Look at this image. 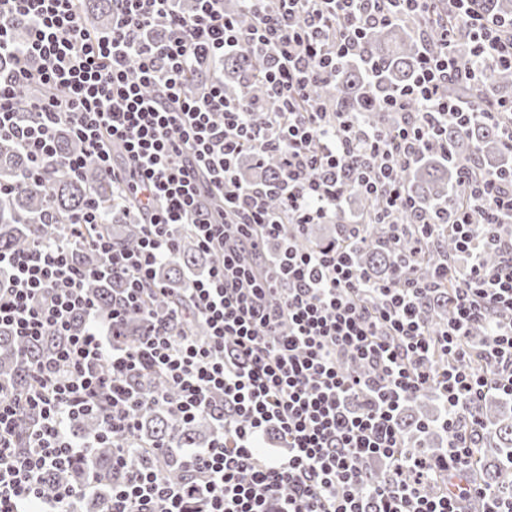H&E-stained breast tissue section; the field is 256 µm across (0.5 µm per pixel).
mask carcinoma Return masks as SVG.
<instances>
[{
    "mask_svg": "<svg viewBox=\"0 0 512 512\" xmlns=\"http://www.w3.org/2000/svg\"><path fill=\"white\" fill-rule=\"evenodd\" d=\"M80 13L89 30L100 32L112 27V0H80ZM473 8L491 16H512V0H476ZM368 55L378 61L379 76L369 79L365 70L355 61H347L336 70V79L313 89L312 95L323 100L336 112H350L355 123L362 128L385 126L389 118L382 112V99L394 90L411 83L416 75L420 43L411 28L403 22L370 31L365 38ZM262 60L251 47L244 45L234 54L224 58V96L239 101L262 100L266 89L261 79ZM482 83H459L448 86V96L456 99L469 112L479 111V106L507 98L512 93V72L488 63L483 64ZM58 157L47 165L45 177L39 184H25L18 190L0 196V252L19 251L35 242H50L65 236L61 224H40L38 217L45 211L58 216H68L79 211L87 199H94L104 212L105 221L97 232L107 235L121 249L137 247L140 235L138 211L130 203H119L117 188L112 180L104 177L97 168L87 167L81 176H74L61 158L81 151V143L72 136L66 125L55 131ZM448 142V156L436 153L426 155L421 161L402 173L409 194L416 206L427 213H436L445 206L453 207L464 199V185L459 168L473 160L480 169L490 173H507L512 170V160L501 141V127L491 122L473 120L466 125L448 122L443 134ZM280 161L274 155L257 158L249 153L242 157L244 178L249 181L268 179L278 172ZM27 170V160L16 144L0 141V182L20 183ZM357 213H372L379 203L369 200L352 186L345 191ZM364 241L355 252L357 264L368 269L371 278L380 281L395 273L399 257L388 244L387 228L383 224H369L364 228ZM75 262L86 268L97 264L96 255L83 246L71 248ZM214 257H204L197 250L192 232L183 228L178 234L176 256L162 263L159 276L168 287L170 295H157L150 299L151 307L167 312L171 300L180 298L185 287V274L192 270L204 271ZM122 279L93 276L87 281L89 294L107 313L118 299ZM453 285L438 294L425 309L428 323H443L451 310ZM144 334V323L139 313L127 314L120 328L119 344L135 343ZM56 343L52 338L39 342L23 343L7 328H0V375L11 380L21 390L29 384V366L42 352ZM133 388L150 395L160 387L154 376H135L130 380ZM478 416L488 427V436L476 449L475 471L482 483L493 491L512 486V413L502 410L496 395L489 394L483 401ZM138 439L148 443L173 444L178 448H200L214 432L212 419L199 417L179 423L162 409H147L139 416ZM439 415L429 413L419 401H412L400 414V428L412 444H420L431 456L443 453L444 446L435 441V423ZM70 430L80 436L92 435L101 430V423L93 414L73 421ZM166 474L174 481L187 476L183 458L173 454L167 458ZM85 464L79 462L69 468L44 476L42 492L55 493L60 485L79 486L87 478ZM93 475L99 495L87 501V512H107L112 481L118 473L112 470V449L94 450Z\"/></svg>",
    "mask_w": 512,
    "mask_h": 512,
    "instance_id": "1",
    "label": "carcinoma"
}]
</instances>
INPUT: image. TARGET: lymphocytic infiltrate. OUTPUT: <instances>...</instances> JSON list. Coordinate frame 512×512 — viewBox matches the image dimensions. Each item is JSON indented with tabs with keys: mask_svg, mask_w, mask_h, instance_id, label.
Returning a JSON list of instances; mask_svg holds the SVG:
<instances>
[{
	"mask_svg": "<svg viewBox=\"0 0 512 512\" xmlns=\"http://www.w3.org/2000/svg\"><path fill=\"white\" fill-rule=\"evenodd\" d=\"M77 2L0 0V57L10 61L0 72V138L16 142L37 181L57 155L56 126L67 124L84 145L67 157L70 171L92 164L111 174L141 215L142 236L133 251L84 236L104 222L90 201L68 216L66 240L0 253V327L24 341L60 339L31 364L26 390L0 378V512H80L93 481L47 497L42 478L106 446L126 473L109 512H467L473 498L512 512V488L494 492L470 474L477 406L491 392L512 398V175L464 166L467 201L433 218L418 211L401 177L441 148L449 118L470 119L448 86L481 73L454 45L468 40L475 57L512 70V21L462 6L434 24L444 0H245L253 16L245 28L224 0H196L191 14L181 0H112V28L97 35ZM18 19L30 24L21 46L12 35ZM400 19L417 23L423 51L412 84L383 102L396 125L362 129L311 98L340 61L363 57L367 30ZM247 43L262 53L263 103L225 99L216 73ZM194 70L208 78L191 92ZM26 86L36 90L23 107L28 121L17 102ZM248 152L279 155V173L262 186L242 181L237 161ZM352 185L381 201L370 220L348 222L344 241L268 255L269 242L332 220ZM368 222L388 225L391 245L406 254L392 279L371 280L351 256ZM185 225L202 253L218 257L189 279L188 309L173 311L201 320L202 340L172 333L170 317L147 302L164 290L157 270ZM445 234L456 257L415 276L417 255ZM78 243L97 251L95 273L127 281L111 313L86 292L94 272L68 257ZM451 281L448 321L431 330L421 311ZM130 308L147 331L115 346L111 334ZM474 328L488 336L478 367L467 344ZM438 351L448 365L436 371ZM145 371L168 391L148 397L127 386ZM432 384L448 410L438 459L407 446L399 429L405 403ZM148 406L215 424L207 445L181 449L185 484L139 461L138 415ZM25 409L37 418L23 434ZM88 413L101 432L72 435L69 422ZM271 433L282 451L265 448ZM376 463L388 467L385 480L373 478Z\"/></svg>",
	"mask_w": 512,
	"mask_h": 512,
	"instance_id": "1",
	"label": "lymphocytic infiltrate"
}]
</instances>
